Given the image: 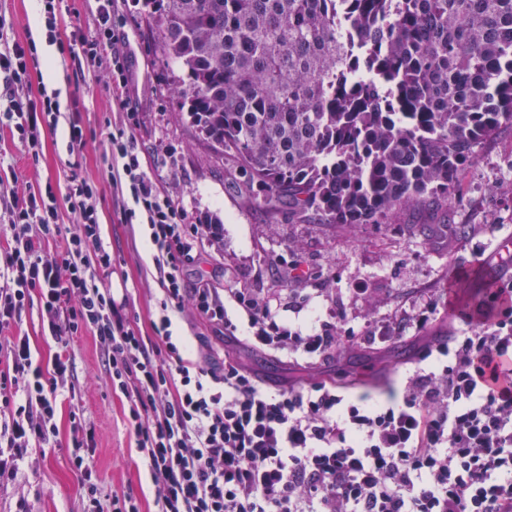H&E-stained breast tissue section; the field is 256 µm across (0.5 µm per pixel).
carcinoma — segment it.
<instances>
[{"instance_id":"1","label":"carcinoma","mask_w":512,"mask_h":512,"mask_svg":"<svg viewBox=\"0 0 512 512\" xmlns=\"http://www.w3.org/2000/svg\"><path fill=\"white\" fill-rule=\"evenodd\" d=\"M158 1L191 122L293 219L446 204L512 126V0Z\"/></svg>"}]
</instances>
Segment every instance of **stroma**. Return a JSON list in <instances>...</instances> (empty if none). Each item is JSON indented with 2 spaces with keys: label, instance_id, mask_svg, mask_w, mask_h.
Returning <instances> with one entry per match:
<instances>
[{
  "label": "stroma",
  "instance_id": "stroma-1",
  "mask_svg": "<svg viewBox=\"0 0 512 512\" xmlns=\"http://www.w3.org/2000/svg\"><path fill=\"white\" fill-rule=\"evenodd\" d=\"M41 9L40 0H0V14L12 21L10 35L20 40L41 32ZM115 12L124 21L121 32L134 59L128 109L136 113L134 136L145 164L194 223L209 217L222 223L221 237L205 241L186 265L188 282L206 280L282 294L328 288L337 306L357 322L366 307L354 292L359 284L378 300L377 313L384 318L417 299L431 298L438 302L439 312L429 333L443 337L456 332L457 309L478 300L486 283L504 273L503 255L495 245L512 234V127H503L479 147L476 162L464 173L462 193L447 207L407 210L390 224L294 222L287 211L274 214L259 204L240 163L216 154L193 126L182 97L174 92L181 68L160 51L158 21L147 17L140 0H115ZM37 45L45 83L65 96L77 93L82 103L87 139L78 158L86 176L103 187L98 199L100 232L115 259L106 283L114 290H127L129 318L143 334H151L162 292L146 275L152 264L147 232L143 225L122 223L112 194L106 133L109 125L124 121L126 109L113 101L105 83H69L57 48L42 39ZM1 151L13 162L22 187L61 182L71 158L63 124L44 134L38 163H31L5 130H0ZM296 265L307 269V276L294 277ZM172 330L177 336L203 334L214 359L233 354L267 383L297 387L310 377L286 361L213 337L201 322L177 321ZM421 345L411 336L379 349L359 345L337 352L326 370L337 382L378 398L395 372L411 368ZM68 352L80 394L63 399L58 408L57 446L45 455H30L21 466L19 480L27 489L29 512H84L80 476L69 461L77 417L95 426L93 464L101 497L130 493L141 498L144 512H152L153 485L126 422L127 402L113 392L94 337L88 332L75 336Z\"/></svg>",
  "mask_w": 512,
  "mask_h": 512
}]
</instances>
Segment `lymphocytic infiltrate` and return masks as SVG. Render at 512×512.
Here are the masks:
<instances>
[{"mask_svg": "<svg viewBox=\"0 0 512 512\" xmlns=\"http://www.w3.org/2000/svg\"><path fill=\"white\" fill-rule=\"evenodd\" d=\"M112 0H97L93 35L74 28L66 66L112 87L127 107L132 79ZM110 56H102V45ZM33 39L0 51V128L39 161L44 130L66 122L70 148L85 141L77 95L32 87L39 70ZM132 123L113 127L112 187L132 199L124 223L149 231L150 276L162 293L142 336L103 280L114 259L101 241V189L67 165L62 184L18 190L14 167L0 154V491L18 493L20 465L52 447L62 397H76L73 336L97 338L113 391L128 406L137 452L154 486L155 512H512V281L488 289L461 313L457 335L433 339L382 401L317 376L299 388H273L232 355L221 365L172 341L174 318L195 316L227 342L306 365L339 350L386 344L407 330L423 332L438 305L425 300L391 320L350 325L312 294L264 296L250 288L183 277L216 224L189 223L185 211L143 168ZM73 216L63 223L62 212ZM65 245L50 250L51 240ZM37 307L60 344L44 368L18 328ZM73 468L82 476L88 512H141L139 500H101L93 480L91 423L72 437ZM25 505V498L17 500Z\"/></svg>", "mask_w": 512, "mask_h": 512, "instance_id": "1", "label": "lymphocytic infiltrate"}]
</instances>
